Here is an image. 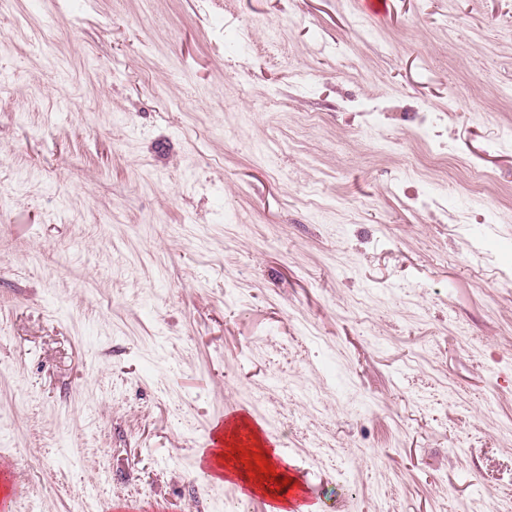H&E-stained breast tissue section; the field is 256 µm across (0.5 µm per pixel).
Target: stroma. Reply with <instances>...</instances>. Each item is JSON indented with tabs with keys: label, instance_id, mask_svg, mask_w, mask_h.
<instances>
[{
	"label": "stroma",
	"instance_id": "stroma-1",
	"mask_svg": "<svg viewBox=\"0 0 512 512\" xmlns=\"http://www.w3.org/2000/svg\"><path fill=\"white\" fill-rule=\"evenodd\" d=\"M312 512L512 491V0H0L13 512ZM242 430L247 431L245 439L242 438ZM215 436L222 448L217 443L210 448H203L198 455V467L212 463L215 469L220 470L216 471L215 482L229 484L232 480L241 481L253 492L281 498L285 506H291L288 492L299 489V485L288 475L286 467H281L274 461L273 454H277V450L264 439L259 426L251 424L244 414L234 415L224 424L216 423ZM255 455H259L265 469L272 466L279 484H271L255 477L250 468V462H256ZM283 481H287L286 486H282Z\"/></svg>",
	"mask_w": 512,
	"mask_h": 512
}]
</instances>
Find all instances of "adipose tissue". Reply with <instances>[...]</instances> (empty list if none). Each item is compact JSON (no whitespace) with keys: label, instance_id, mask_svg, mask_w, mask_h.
<instances>
[{"label":"adipose tissue","instance_id":"1","mask_svg":"<svg viewBox=\"0 0 512 512\" xmlns=\"http://www.w3.org/2000/svg\"><path fill=\"white\" fill-rule=\"evenodd\" d=\"M215 436L217 447L202 449L198 461L216 468V482L227 484L237 480L247 484L252 491L281 499L296 489L297 484L290 480L287 468L281 466L275 469V483L255 477L250 468L251 461L258 458L272 462L274 450L264 439L259 426L251 424L246 415L239 414L216 424Z\"/></svg>","mask_w":512,"mask_h":512}]
</instances>
